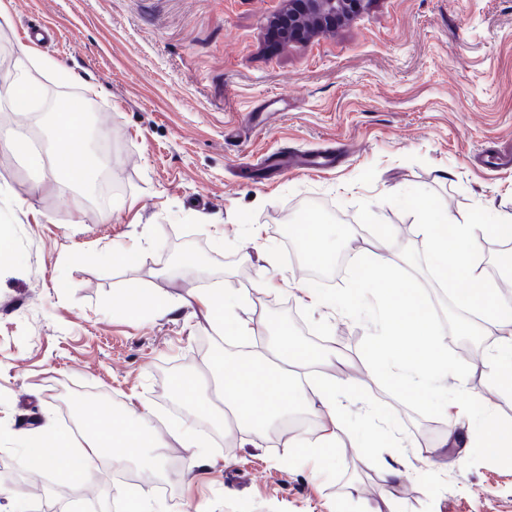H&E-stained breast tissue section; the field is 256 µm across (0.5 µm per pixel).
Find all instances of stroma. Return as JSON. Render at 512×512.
<instances>
[{"instance_id": "1", "label": "stroma", "mask_w": 512, "mask_h": 512, "mask_svg": "<svg viewBox=\"0 0 512 512\" xmlns=\"http://www.w3.org/2000/svg\"><path fill=\"white\" fill-rule=\"evenodd\" d=\"M284 0H9L0 19V74L20 48L41 60L31 69L45 96L21 117L0 108V129L22 125L41 140L56 100L91 105L86 145L112 141V166L86 189L61 190L19 153L0 148V512H116L115 480L94 471L86 483L61 472L21 468L18 437L52 425L79 443L72 423L97 408L147 409L165 445L155 464L159 487L144 486L159 512H512V454L482 456L424 446L432 428L379 385L360 344L365 325L331 307H311L308 278L279 235L308 202L328 208L353 233L344 256L367 254L378 226L391 227L392 262L402 247L422 248L413 215L384 194L435 191L459 222L496 224L512 214V167L486 161L512 149V0H371L336 32L268 49L269 21ZM69 73L60 80L43 61ZM283 154H332L324 172L254 167ZM187 245L209 262L206 278L172 271L169 254ZM124 263L112 261L113 253ZM80 261H72V254ZM137 285L161 297L130 316L113 296ZM223 289L245 291L237 308L253 335L267 328L264 304L289 322L337 344L321 375L358 378L345 396L351 424L343 451L319 477L288 462L280 426L244 439L225 432L224 406L188 410L169 385L184 370L212 379L217 350L234 334L203 318L167 314L163 305ZM214 431L204 448L175 432L187 416ZM385 432L380 454L410 467L384 487L353 451L365 430ZM403 441L393 449L392 440Z\"/></svg>"}]
</instances>
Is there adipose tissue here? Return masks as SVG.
<instances>
[{
  "mask_svg": "<svg viewBox=\"0 0 512 512\" xmlns=\"http://www.w3.org/2000/svg\"><path fill=\"white\" fill-rule=\"evenodd\" d=\"M34 60L22 52L12 71L0 78V102L15 113L30 112L41 88L30 78ZM84 105L74 100L55 112L53 129L42 150L28 149L26 129L11 128L0 132V146L27 154L30 164L46 170L49 177L62 187L89 183L99 164L98 158L84 146L81 118ZM424 232L432 243L431 254L437 267L451 272L453 279L466 281V288L457 294V302L481 315L483 321L496 329L499 338L491 357L483 358L481 366L487 387L486 393L471 395L466 406L472 418L488 427L484 436H474L470 420L449 412L446 442L464 445L483 455H493L496 449L512 447V427L501 425L497 405L512 402V375L503 372L512 368V305L500 300L494 287L479 274V257L487 239L512 240V216L498 224H463L451 216L426 211ZM326 348L316 350L302 347H278L273 355L263 352L238 353L225 357L219 372L222 377L224 405L233 416L240 437L252 438L263 434L269 424L287 417L291 401L304 385L292 379L290 367L313 366L319 359L330 357ZM312 410L322 413L316 424L314 438L293 435L288 439L289 457L300 455L324 457L336 448L337 441L349 426V415L337 401L336 382L322 378L310 381ZM150 413L145 409L128 407L122 417L114 418L111 427L85 432L77 455L62 452L59 438L50 428L38 433L24 434L22 448L26 468L39 472L48 467L71 475L76 481L88 480L97 461L113 448L125 449L127 456L136 457L145 445L161 446L162 441L149 426Z\"/></svg>",
  "mask_w": 512,
  "mask_h": 512,
  "instance_id": "ef3b65f1",
  "label": "adipose tissue"
}]
</instances>
